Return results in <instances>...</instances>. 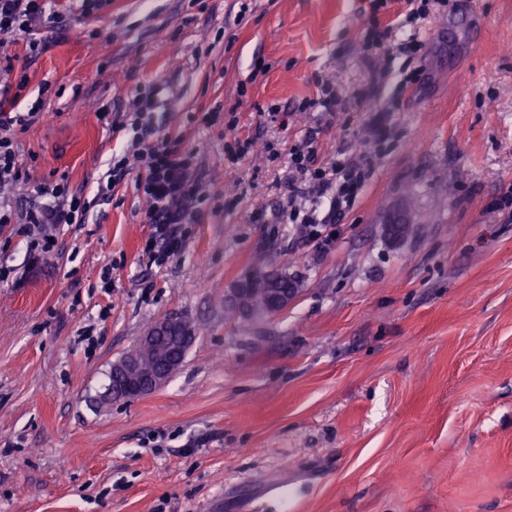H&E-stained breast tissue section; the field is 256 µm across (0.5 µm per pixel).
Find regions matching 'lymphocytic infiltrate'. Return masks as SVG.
I'll return each mask as SVG.
<instances>
[{"label": "lymphocytic infiltrate", "mask_w": 512, "mask_h": 512, "mask_svg": "<svg viewBox=\"0 0 512 512\" xmlns=\"http://www.w3.org/2000/svg\"><path fill=\"white\" fill-rule=\"evenodd\" d=\"M44 11V0H0V45L29 31ZM152 107L150 99L138 102L128 125L136 151L113 158L97 183V193L111 195L129 174H136V188L150 203L147 220L151 233L142 253L149 264L162 267L185 246L183 227L195 219L204 197V182L194 154L160 135ZM35 119L34 112H12L0 105V187L20 178L13 128L28 127ZM314 142V135H307L288 154L287 218L301 225L306 238L325 250L334 240L327 231L328 222L339 220L353 208L368 166L346 157L318 166ZM89 208V202L70 194L66 184H37L24 216L31 264H39L51 252L52 229L83 223Z\"/></svg>", "instance_id": "obj_1"}]
</instances>
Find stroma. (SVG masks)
I'll return each mask as SVG.
<instances>
[{"label":"stroma","instance_id":"obj_1","mask_svg":"<svg viewBox=\"0 0 512 512\" xmlns=\"http://www.w3.org/2000/svg\"><path fill=\"white\" fill-rule=\"evenodd\" d=\"M460 2L412 56L403 0H60L0 54L17 111L43 102L15 133L13 212L42 181L93 198L128 146L112 117L151 89L207 190L160 268L131 179L37 268L21 225L0 228V512H280L264 486L293 476L295 512H512V0ZM375 27L389 35L369 51ZM323 79L347 111H300ZM386 100L378 147L369 108ZM312 129L319 164L381 152L325 252L286 217L288 152ZM247 135L259 150L229 166ZM259 257L298 294L227 317ZM174 314L197 331L182 365L105 399L112 364Z\"/></svg>","mask_w":512,"mask_h":512}]
</instances>
